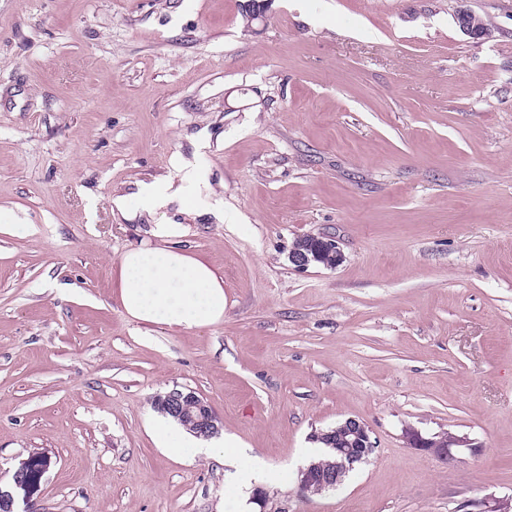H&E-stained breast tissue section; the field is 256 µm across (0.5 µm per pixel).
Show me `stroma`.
Here are the masks:
<instances>
[{"label":"stroma","instance_id":"obj_1","mask_svg":"<svg viewBox=\"0 0 512 512\" xmlns=\"http://www.w3.org/2000/svg\"><path fill=\"white\" fill-rule=\"evenodd\" d=\"M244 3L0 0V488L42 452L36 512H219L224 464L154 441L177 388L274 475L252 512L512 496V0ZM157 181L178 193L153 213ZM161 219L223 273V321L123 313L112 270ZM307 235L344 262L295 268ZM349 418L374 454L302 495L313 433ZM409 427L480 449L450 463ZM311 239L317 241V248L321 249L323 255L316 252V250H308V252L303 251L301 249H310L312 246L310 238L299 239L295 242L294 248L289 254V259L294 267L298 269H306L308 268L313 261H316L320 258L322 259L320 262H315L318 265H324L325 262H330L331 259L328 256L324 255L326 252L330 251L331 254L335 257V262L331 266L326 265V267L335 268L339 266L343 260L345 259L344 253L339 246V243L336 241L335 237H324V236H309ZM311 254V256L309 255Z\"/></svg>","mask_w":512,"mask_h":512}]
</instances>
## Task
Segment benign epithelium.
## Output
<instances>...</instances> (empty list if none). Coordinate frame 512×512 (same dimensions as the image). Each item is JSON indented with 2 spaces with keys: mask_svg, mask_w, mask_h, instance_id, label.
Masks as SVG:
<instances>
[{
  "mask_svg": "<svg viewBox=\"0 0 512 512\" xmlns=\"http://www.w3.org/2000/svg\"><path fill=\"white\" fill-rule=\"evenodd\" d=\"M313 240L317 241V248L321 249V252L291 250L289 259L294 267L308 268L313 261L320 258L322 252L333 254L335 262L332 267L334 268L345 259L335 238L315 236ZM159 401L163 409L175 417L191 420L200 437L209 438L218 432V417L212 407L196 392L174 388L160 396ZM328 433L336 436V467L324 468L317 463H311L302 468L299 489L305 495H321L336 490L344 483V476L354 470L357 465L367 461L375 449L368 427L357 419L349 418ZM328 433L319 431L314 434V437L318 440ZM404 437L411 448L446 461L458 459L457 452L461 447L472 453L477 452L479 448V445L467 437L453 435L437 440L423 435L421 431L414 428L405 429ZM50 466L49 456L31 455L16 470L14 487L23 492L26 501H31Z\"/></svg>",
  "mask_w": 512,
  "mask_h": 512,
  "instance_id": "obj_1",
  "label": "benign epithelium"
}]
</instances>
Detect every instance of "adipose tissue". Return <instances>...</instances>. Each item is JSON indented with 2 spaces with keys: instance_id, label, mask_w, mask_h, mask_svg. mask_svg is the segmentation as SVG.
<instances>
[{
  "instance_id": "adipose-tissue-1",
  "label": "adipose tissue",
  "mask_w": 512,
  "mask_h": 512,
  "mask_svg": "<svg viewBox=\"0 0 512 512\" xmlns=\"http://www.w3.org/2000/svg\"><path fill=\"white\" fill-rule=\"evenodd\" d=\"M183 234L182 225L158 223L152 228L157 245L135 246L122 254L112 270V283L127 317L183 329H201L223 320L227 305L224 276L210 262L173 246V239ZM153 435L168 456L222 458L231 469L224 512H251L253 467L242 443L228 438L221 446L202 448L194 436L166 415L157 418Z\"/></svg>"
}]
</instances>
